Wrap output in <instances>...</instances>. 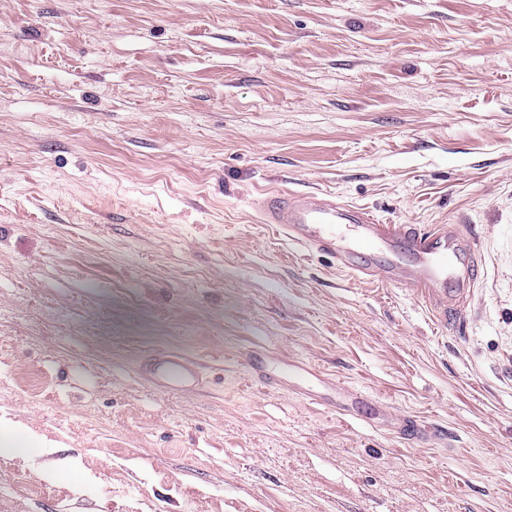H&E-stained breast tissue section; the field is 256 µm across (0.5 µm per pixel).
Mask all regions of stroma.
I'll use <instances>...</instances> for the list:
<instances>
[{
  "label": "stroma",
  "mask_w": 512,
  "mask_h": 512,
  "mask_svg": "<svg viewBox=\"0 0 512 512\" xmlns=\"http://www.w3.org/2000/svg\"><path fill=\"white\" fill-rule=\"evenodd\" d=\"M275 188L453 226L479 280L439 323ZM248 344L390 423L245 388ZM0 418L54 444L0 512H512V0H0ZM139 369L162 391H180L189 385L202 386L204 378L198 367L176 351L162 350L141 359Z\"/></svg>",
  "instance_id": "1"
}]
</instances>
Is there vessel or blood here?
I'll use <instances>...</instances> for the list:
<instances>
[{
    "mask_svg": "<svg viewBox=\"0 0 512 512\" xmlns=\"http://www.w3.org/2000/svg\"><path fill=\"white\" fill-rule=\"evenodd\" d=\"M261 215L263 223L275 225L305 248L331 256L338 266L413 288L442 321L448 318L449 293L463 295L470 284L457 235L444 225L426 231L411 224H381L368 212L336 199L288 190L267 193ZM241 357L247 378L257 386L302 394L310 403L346 417L361 410L370 415L380 408L374 396L339 384L334 387V400L318 395L310 386L318 371L299 362L273 371L259 349H244ZM139 369L162 391L204 383L198 367L172 350L143 356Z\"/></svg>",
    "mask_w": 512,
    "mask_h": 512,
    "instance_id": "1",
    "label": "vessel or blood"
}]
</instances>
